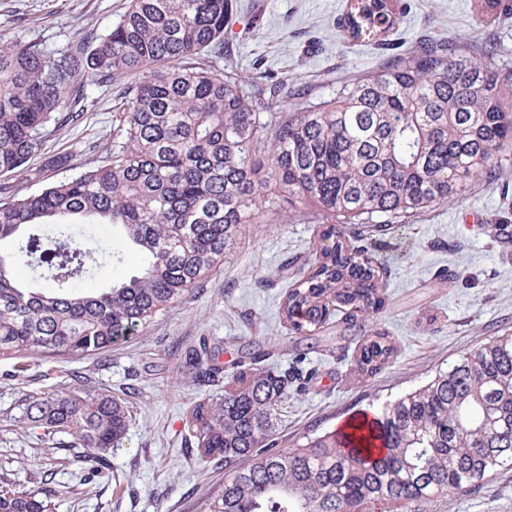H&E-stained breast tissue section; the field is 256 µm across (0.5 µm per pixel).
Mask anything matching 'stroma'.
Returning <instances> with one entry per match:
<instances>
[{
  "label": "stroma",
  "mask_w": 512,
  "mask_h": 512,
  "mask_svg": "<svg viewBox=\"0 0 512 512\" xmlns=\"http://www.w3.org/2000/svg\"><path fill=\"white\" fill-rule=\"evenodd\" d=\"M237 21L226 32L229 50L210 59L212 71L245 75L261 67L277 77L301 73L314 100L332 94L325 78L368 75L383 63L378 49L341 47L345 0H236ZM129 0H0V42L49 38L64 46L84 32L103 29ZM404 21L390 35L413 49L424 31L498 43V64L512 67V11L480 15L473 0H406ZM118 86L100 90L76 124L51 132L42 154L29 162L53 182L100 165L112 148ZM67 150L69 168L46 167L48 156ZM494 224L512 225V165L496 182H477L453 206L434 205L404 229L352 237L375 245L385 258V307L376 326L392 337L396 356L375 375L355 373L364 331L337 314L313 336L280 321L279 303L295 282L281 268L308 256L318 225L306 212H280L249 225L239 247L175 308L158 314L135 336L108 351L57 361L36 354L0 363V474L17 488L50 496L55 512H206L224 482V467L191 452L183 414L198 400L223 394V382L199 385L185 362L186 349L207 339L228 363L237 351L261 343L274 351L272 367L290 366L305 353L313 379L307 391L289 394L277 412L279 448L338 428L358 413L448 370L490 337L512 333V241L494 235ZM75 236L101 255L84 289L111 287L138 272L139 253L122 245L120 228L78 224ZM123 249L122 264L110 254ZM59 387L109 393L127 406L131 422L105 465L61 437L53 452L13 424L25 395ZM412 512H512V470L481 487L422 501Z\"/></svg>",
  "instance_id": "stroma-1"
}]
</instances>
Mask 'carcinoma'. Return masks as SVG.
<instances>
[{
    "mask_svg": "<svg viewBox=\"0 0 512 512\" xmlns=\"http://www.w3.org/2000/svg\"><path fill=\"white\" fill-rule=\"evenodd\" d=\"M399 0H348L342 43L388 48ZM232 0H130L103 32L59 47L0 43V176L28 172L49 132L74 121L101 87L137 76L116 115L110 161L35 192L0 199V360L31 353L71 359L101 353L178 305L224 261L246 225L285 205L311 202L322 230L307 271L281 303L296 333L344 311L350 325L384 307V262L347 244L344 227L383 228L435 204L454 205L479 180L506 168L512 147V70L496 44L483 59L460 41L426 34L372 74L336 81L311 101L302 77L256 71L221 76L202 57L224 54ZM281 99L288 117L274 112ZM73 224H119L145 257L139 272L90 293L82 279L97 250ZM53 289L21 284V259ZM397 347L371 331L358 346L362 376ZM257 350L229 370L202 345L185 352L196 378L224 376V396L196 402L184 418L196 456L224 462L208 512H377L462 492L512 468V334L476 350L426 384L353 425L274 446L276 411L299 375L258 366ZM16 426L45 444L59 434L102 456L128 431L123 403L65 388L23 399ZM0 512H52L51 501L0 478Z\"/></svg>",
    "mask_w": 512,
    "mask_h": 512,
    "instance_id": "cac0c4a2",
    "label": "carcinoma"
}]
</instances>
